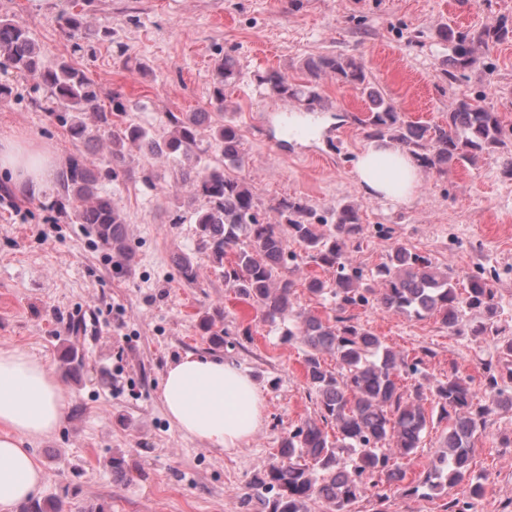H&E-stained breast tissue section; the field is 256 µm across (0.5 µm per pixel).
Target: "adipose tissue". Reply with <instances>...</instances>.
Returning <instances> with one entry per match:
<instances>
[{"instance_id":"1","label":"adipose tissue","mask_w":512,"mask_h":512,"mask_svg":"<svg viewBox=\"0 0 512 512\" xmlns=\"http://www.w3.org/2000/svg\"><path fill=\"white\" fill-rule=\"evenodd\" d=\"M54 168L47 150L0 138V174L28 194L39 195ZM356 178L366 195L407 204L423 174L409 154L375 145L358 157ZM161 396L172 425L218 448L243 446L262 424L258 388L219 357L183 356L167 369ZM66 403V391L47 363L20 348H0V507L27 501L41 487L44 471L31 445L56 431Z\"/></svg>"}]
</instances>
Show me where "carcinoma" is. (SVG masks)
I'll list each match as a JSON object with an SVG mask.
<instances>
[{
  "mask_svg": "<svg viewBox=\"0 0 512 512\" xmlns=\"http://www.w3.org/2000/svg\"><path fill=\"white\" fill-rule=\"evenodd\" d=\"M62 20L69 38H86L83 14L68 13ZM511 36L512 27L505 23L476 32L448 25L437 32L438 39L448 45V64L463 71L480 63L479 46ZM9 70L32 78L34 90L47 92L46 100L33 98L31 103L47 112L72 140L93 153L101 146L108 154L107 163L98 164L81 153L59 171L49 203L57 220L87 226L122 262H129L123 218L112 196L102 193L99 185L118 177L127 146L167 160L176 169V186L207 200L206 208L191 215L198 249L224 268V282L256 303L267 319L289 318L286 336L306 348L305 379L316 395L319 418L290 431L278 448L279 461L257 476L264 512H307L305 503L310 500L327 503L333 512H349L382 479L404 478L406 465L435 417L447 420L448 427L413 492L465 481L475 436L485 430L492 415L512 410V389L501 385L499 366L491 359L481 363V383L489 393L486 402L477 400L470 381L454 371L433 387L420 383L407 392L398 379L421 373L424 358H411L386 346L369 327L353 321L348 311L375 303L386 311L417 318L437 316L450 332L467 327L473 336L497 335L498 305L486 278L473 276L460 290L450 271L440 270L428 257L397 244L371 274L383 284L377 293L362 287L363 271L347 263V250L359 241L362 231L356 207L340 205L327 219L299 200L284 199L274 207L275 223L259 218L246 178L230 172L240 168V129L232 122L212 123V114L224 112V86L238 74L237 62L230 55H224L215 67L210 110L180 117L170 112L167 118L172 129L163 133L116 121L125 112L118 97H112V109L103 108L95 83L84 72L65 60L46 59L22 26L0 17V71ZM303 71L304 85L289 82L278 71L267 73L260 82L279 97L307 94L314 98L316 93L306 91V85L318 83L325 75L334 76L367 94L371 106L360 120L368 128L367 138L398 146L420 166L438 174L470 164L477 155L504 144L498 113L480 100H463L443 123L424 125L404 120L370 86L364 66L353 57H311ZM205 126L224 163L202 165L196 160L184 164L199 149L200 130ZM291 241L304 248V255L288 250ZM229 253L235 261L226 268L224 257ZM300 260L336 270L331 289L336 299L334 322L293 310L295 282L282 269L287 262ZM326 354L336 359V371L325 368ZM427 400L438 407V415L427 412ZM328 426L333 433H328ZM479 491L478 486L469 488L453 500L449 512H472ZM20 512H64V503L55 498L32 500Z\"/></svg>",
  "mask_w": 512,
  "mask_h": 512,
  "instance_id": "cac0c4a2",
  "label": "carcinoma"
}]
</instances>
